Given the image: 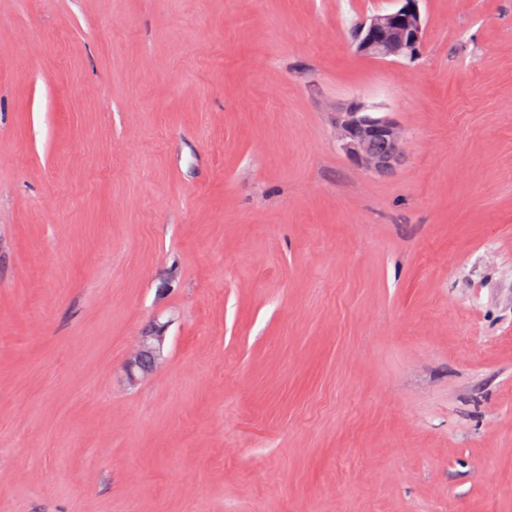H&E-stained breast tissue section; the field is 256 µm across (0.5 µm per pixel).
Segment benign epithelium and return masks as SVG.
Masks as SVG:
<instances>
[{
  "instance_id": "7a95c632",
  "label": "benign epithelium",
  "mask_w": 512,
  "mask_h": 512,
  "mask_svg": "<svg viewBox=\"0 0 512 512\" xmlns=\"http://www.w3.org/2000/svg\"><path fill=\"white\" fill-rule=\"evenodd\" d=\"M398 2L400 7L376 13L361 22L353 38L360 53L387 60L417 55L424 32L419 0ZM336 141L356 166L377 175L393 172L406 147L405 133L399 124L358 105L336 113ZM164 332V326L159 324L144 331L128 362L130 375H144L155 369L163 352Z\"/></svg>"
}]
</instances>
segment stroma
I'll return each mask as SVG.
<instances>
[{"mask_svg":"<svg viewBox=\"0 0 512 512\" xmlns=\"http://www.w3.org/2000/svg\"><path fill=\"white\" fill-rule=\"evenodd\" d=\"M394 7L0 0V512H512V0ZM401 6L376 13L362 21L354 38L356 49L366 56L399 60L417 55L423 37L419 0H396ZM336 141L358 167L386 175L403 159L406 137L402 127L379 112L352 105L336 114ZM164 332V325L159 324H153L144 331L138 348L128 362L130 375L149 374L155 369L163 352Z\"/></svg>","mask_w":512,"mask_h":512,"instance_id":"obj_1","label":"stroma"}]
</instances>
